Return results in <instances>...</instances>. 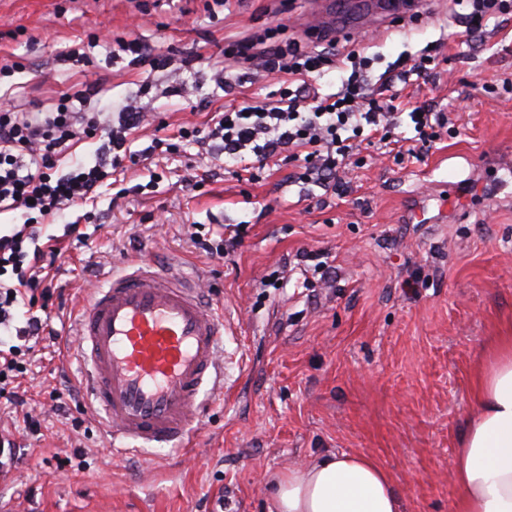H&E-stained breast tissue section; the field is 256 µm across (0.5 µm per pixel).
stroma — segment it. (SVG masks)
<instances>
[{"instance_id":"1","label":"stroma","mask_w":512,"mask_h":512,"mask_svg":"<svg viewBox=\"0 0 512 512\" xmlns=\"http://www.w3.org/2000/svg\"><path fill=\"white\" fill-rule=\"evenodd\" d=\"M306 2L0 0V65H20L0 85L14 87L25 112L96 85L92 111L138 95L170 129L202 127L225 105L278 88L238 68L217 86L207 57L279 23L313 42L296 24ZM469 10L431 0L425 20L353 33L375 76L437 43L422 79L393 82L453 113L422 159L363 158L338 196L289 183L288 164L237 181L183 140L178 153L117 172L94 220L77 207L43 227L63 251L50 272L54 334L37 339L19 377L25 405L0 403V428L22 427L27 412L40 422L0 481V512H270L273 474L335 452L374 457L405 512H455L452 462L475 367L488 338L512 325V16L499 33L467 41L451 15ZM100 30L141 38L187 66L152 72L111 43L90 46ZM71 48L83 63L59 62ZM182 83L189 99L164 95ZM450 171L466 184L454 197L441 187ZM191 173L200 187L185 186ZM73 222L79 233L65 234ZM229 224L246 226L243 241L221 258L200 254L192 232L213 238ZM306 252L327 256L328 278L302 261ZM132 258L178 263L228 326L229 392L215 396L185 454L113 449L83 389L77 312L91 283ZM279 267L291 270L283 286L263 287Z\"/></svg>"}]
</instances>
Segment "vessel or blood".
<instances>
[{"instance_id": "vessel-or-blood-1", "label": "vessel or blood", "mask_w": 512, "mask_h": 512, "mask_svg": "<svg viewBox=\"0 0 512 512\" xmlns=\"http://www.w3.org/2000/svg\"><path fill=\"white\" fill-rule=\"evenodd\" d=\"M425 0H367L355 29H378ZM303 29L340 38L331 0H311ZM223 320L176 270L149 262L105 278L83 305L77 335L88 401L113 439L186 445L209 395L224 391Z\"/></svg>"}]
</instances>
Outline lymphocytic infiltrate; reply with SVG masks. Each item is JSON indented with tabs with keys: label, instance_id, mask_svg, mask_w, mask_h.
<instances>
[{
	"label": "lymphocytic infiltrate",
	"instance_id": "1",
	"mask_svg": "<svg viewBox=\"0 0 512 512\" xmlns=\"http://www.w3.org/2000/svg\"><path fill=\"white\" fill-rule=\"evenodd\" d=\"M286 31V25H276L272 43L264 47L235 41L211 65L215 81L222 83L231 63L257 64L277 75L275 94L215 113L207 129L184 125L178 137L195 139L208 153L218 144L229 158L252 155L262 168L289 157L297 163L291 181L333 192L364 150L397 145L417 158L446 127L445 113L400 95L374 94L370 58L353 50L337 52L332 39L318 50ZM329 73L336 79L334 90L313 86L314 78ZM92 97L85 88L61 94L47 111L22 112L11 90L0 91V214L20 209L25 217L0 228V332L16 337L0 348V398L13 404L20 396L9 382L30 351L29 339L43 328L33 310L39 299L49 297L45 283L61 256L53 241H41L39 226L68 208L95 202L98 188L124 159L138 161L130 146L143 125L157 118L151 104L128 99L118 106V128L109 130L99 113L87 111ZM101 129L107 132V157L91 165L74 160V147ZM24 311L29 314L25 325H16Z\"/></svg>",
	"mask_w": 512,
	"mask_h": 512
}]
</instances>
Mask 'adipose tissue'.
<instances>
[{"label": "adipose tissue", "mask_w": 512, "mask_h": 512, "mask_svg": "<svg viewBox=\"0 0 512 512\" xmlns=\"http://www.w3.org/2000/svg\"><path fill=\"white\" fill-rule=\"evenodd\" d=\"M452 475L457 512H512V334L484 354ZM275 483V512H403L390 473L360 453L315 458Z\"/></svg>", "instance_id": "obj_1"}]
</instances>
